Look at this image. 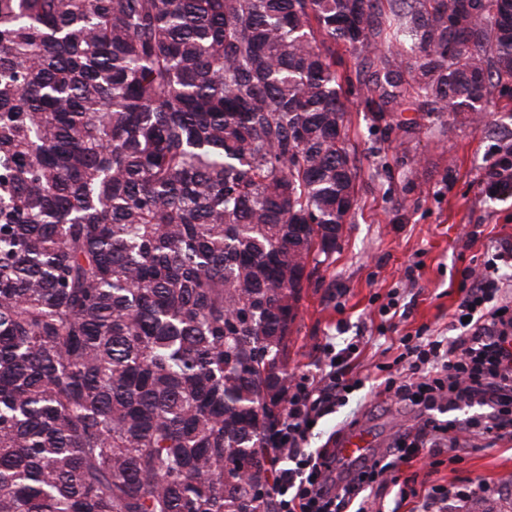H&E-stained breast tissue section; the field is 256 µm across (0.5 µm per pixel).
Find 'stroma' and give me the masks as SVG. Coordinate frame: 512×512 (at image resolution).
<instances>
[{"mask_svg": "<svg viewBox=\"0 0 512 512\" xmlns=\"http://www.w3.org/2000/svg\"><path fill=\"white\" fill-rule=\"evenodd\" d=\"M491 118L492 134L414 110L381 123L348 96L346 133L361 169L356 204L299 303L287 369L318 374L326 337L358 336L362 353L350 374L365 385L318 423L311 450L364 431L380 457L417 422V412L391 402L381 388L384 367L399 356L400 337L449 336L463 269L490 258L495 241H512V195L487 190L500 141L512 143V100H497ZM393 298L404 312L397 321L380 312ZM397 477L366 490L367 512H424L428 496L451 487L468 496L449 501L447 512H512V441L471 436L456 450L402 464ZM403 481L416 496L401 497Z\"/></svg>", "mask_w": 512, "mask_h": 512, "instance_id": "35a3bbf8", "label": "stroma"}]
</instances>
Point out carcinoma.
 Returning <instances> with one entry per match:
<instances>
[{"instance_id": "carcinoma-1", "label": "carcinoma", "mask_w": 512, "mask_h": 512, "mask_svg": "<svg viewBox=\"0 0 512 512\" xmlns=\"http://www.w3.org/2000/svg\"><path fill=\"white\" fill-rule=\"evenodd\" d=\"M507 89L512 0H0V512H276L345 96L485 131Z\"/></svg>"}]
</instances>
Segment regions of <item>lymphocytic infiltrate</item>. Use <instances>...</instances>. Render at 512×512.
Segmentation results:
<instances>
[{
	"instance_id": "1",
	"label": "lymphocytic infiltrate",
	"mask_w": 512,
	"mask_h": 512,
	"mask_svg": "<svg viewBox=\"0 0 512 512\" xmlns=\"http://www.w3.org/2000/svg\"><path fill=\"white\" fill-rule=\"evenodd\" d=\"M512 274V244H500L491 259L467 268L459 285L457 315L462 331L453 339L401 337L402 378H386L395 402L427 413L416 430L402 435L387 458H362L354 476L333 470L331 449L307 447L310 426L335 413L357 382L347 366L359 352L358 341L337 347L326 340L321 348L324 368L319 375L289 379L285 413L267 436L280 449L271 494L277 512H349L363 487L384 482L386 475L424 449L454 448L458 435L440 423L438 412L479 406L467 423L468 432L501 440L512 437V305L501 290Z\"/></svg>"
}]
</instances>
